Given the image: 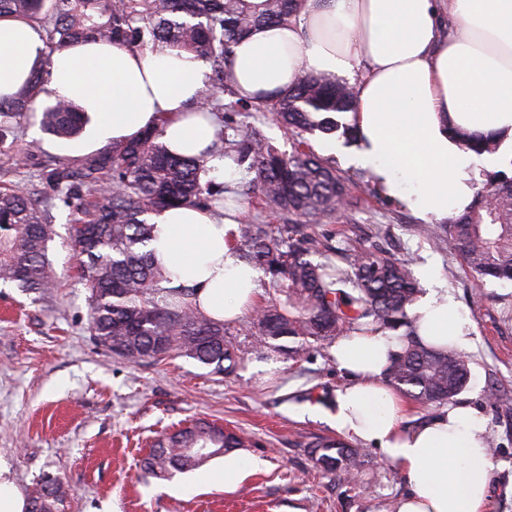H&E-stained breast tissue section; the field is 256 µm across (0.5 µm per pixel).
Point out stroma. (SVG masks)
<instances>
[{
	"instance_id": "1",
	"label": "stroma",
	"mask_w": 512,
	"mask_h": 512,
	"mask_svg": "<svg viewBox=\"0 0 512 512\" xmlns=\"http://www.w3.org/2000/svg\"><path fill=\"white\" fill-rule=\"evenodd\" d=\"M38 122L29 116L15 147L0 152V172L39 190L57 231L48 249L55 293L40 297L0 283V458L24 492L55 481L65 512H395L407 485L379 451L361 446L364 467L355 482L315 464L310 446L336 438L327 413L337 388L349 382L330 343L296 358L255 352L248 311L225 326L242 359L229 376L186 357L134 362L97 344L69 247L72 210L47 185L43 167L79 164L110 151L113 141L92 123L66 140L33 132ZM420 225L397 204L370 197L333 223L314 225L321 239L316 258L338 264L345 244H376L410 259L414 272L432 267L455 295L474 324V344L465 352L471 380L456 402L484 419L494 512H512V416H501L488 397L492 388H512V282L476 288L462 258L420 234ZM199 418L235 431L244 440L237 456L258 465L237 484L198 486L185 495L181 486L196 483L198 472L154 477L142 462L160 435Z\"/></svg>"
}]
</instances>
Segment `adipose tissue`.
<instances>
[{
	"label": "adipose tissue",
	"instance_id": "ef3b65f1",
	"mask_svg": "<svg viewBox=\"0 0 512 512\" xmlns=\"http://www.w3.org/2000/svg\"><path fill=\"white\" fill-rule=\"evenodd\" d=\"M458 22L448 37L446 18ZM43 33L31 21L0 16V98L14 95L47 64L46 93L93 115L101 135L123 141L159 116L165 139L194 156L211 146L215 125L201 115L211 64L164 46L142 53L88 42L46 57ZM237 93L261 103L304 75L357 74L356 128L350 165L428 224L460 215L474 202L482 169L512 160V0H303L285 25L253 28L232 48ZM491 135L498 154H477L449 129ZM155 257L173 285L193 289L205 315L240 317L260 291L259 269L239 259L232 217L189 206L155 215ZM410 309L414 338L444 349H466L473 322L433 271ZM404 339L388 331L350 333L333 344L340 371L328 419L346 437L396 462L407 491L396 512H493V467L487 428L466 406L403 428L402 405L384 374Z\"/></svg>",
	"mask_w": 512,
	"mask_h": 512
}]
</instances>
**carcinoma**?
<instances>
[{
	"label": "carcinoma",
	"instance_id": "carcinoma-1",
	"mask_svg": "<svg viewBox=\"0 0 512 512\" xmlns=\"http://www.w3.org/2000/svg\"><path fill=\"white\" fill-rule=\"evenodd\" d=\"M301 0H265L259 13L244 0H0V16L33 21L46 34L53 54L79 41H107L138 50L165 44L203 58L214 76L204 106L217 118L216 153L240 172L237 186L207 178L203 156H185L164 140L166 117L120 142L106 153L84 158L78 167L46 165L45 180L64 194L76 214L71 244L77 277L89 292L90 330L97 343L130 361L162 362L180 356L231 374L239 364L236 346L226 338L224 322L204 315L192 302L193 289L167 288L169 272L148 249L156 226L150 215L187 205L224 211L229 195H243L257 211L241 225L236 239L240 258L265 270L281 295L255 310L254 328L266 348L293 357L328 341L342 329L359 333L396 330L412 322L409 310L420 288L409 260L362 249L341 267L311 260L312 224H331L353 202L351 190L376 196L369 186L341 175L334 162L317 156L305 135L337 132L345 138L355 127L342 119L353 109L351 88L323 76L306 75L277 99L250 103L238 96L230 70L231 48L252 28L286 23ZM47 75L37 68L13 97L0 98V147L15 125L35 111ZM242 108L267 112L292 134V149L282 152L252 126H240L226 113ZM86 113L61 97L45 107L40 123L46 133L69 139L79 135ZM453 135L467 148L494 153L491 136ZM286 218L272 230L266 218ZM424 232L460 254L475 283L512 280V177L500 171L476 192L470 210L450 224H432ZM56 235L42 200L14 184L0 186V282L40 296L56 288L48 244ZM403 350L386 372L389 385L411 399L445 403L466 390L469 361L450 348L438 352L405 332ZM288 344H283V341ZM234 432L214 423L195 422L157 440L144 460L156 476L196 470L242 448ZM197 448L208 452L199 454ZM317 467L351 475L359 453L337 440L314 445ZM29 512H64L55 482L30 499Z\"/></svg>",
	"mask_w": 512,
	"mask_h": 512
}]
</instances>
